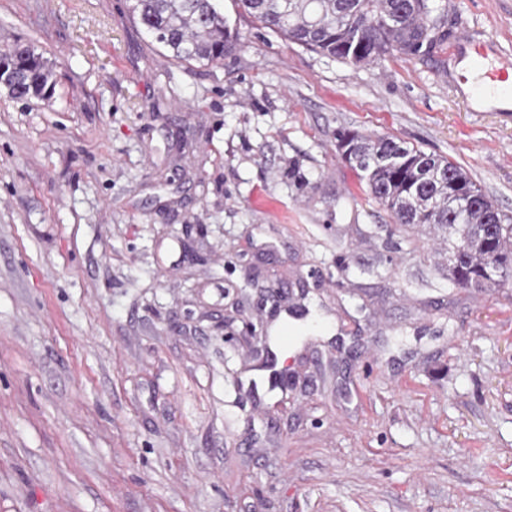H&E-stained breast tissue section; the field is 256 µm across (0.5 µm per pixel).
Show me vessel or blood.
<instances>
[{"mask_svg": "<svg viewBox=\"0 0 512 512\" xmlns=\"http://www.w3.org/2000/svg\"><path fill=\"white\" fill-rule=\"evenodd\" d=\"M453 55L469 111L512 113V60L492 43L468 38L457 43Z\"/></svg>", "mask_w": 512, "mask_h": 512, "instance_id": "1", "label": "vessel or blood"}]
</instances>
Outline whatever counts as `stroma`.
<instances>
[{"mask_svg": "<svg viewBox=\"0 0 512 512\" xmlns=\"http://www.w3.org/2000/svg\"><path fill=\"white\" fill-rule=\"evenodd\" d=\"M442 2L429 55L355 66L234 0L244 46L208 64L128 0H0L56 80L0 87V512H512V286L449 281L447 232L336 148L402 139L512 215V118L451 56L512 59V0ZM295 303L334 334L224 337ZM454 59L468 111L512 112V61L488 41L461 39L454 48Z\"/></svg>", "mask_w": 512, "mask_h": 512, "instance_id": "stroma-1", "label": "stroma"}]
</instances>
